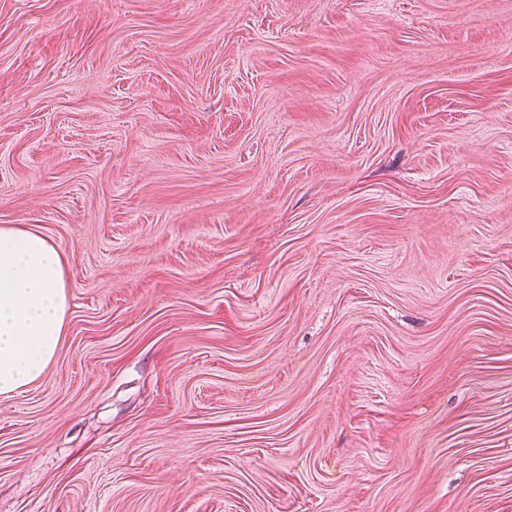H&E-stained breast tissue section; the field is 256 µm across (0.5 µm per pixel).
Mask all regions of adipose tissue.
<instances>
[{"label":"adipose tissue","instance_id":"1","mask_svg":"<svg viewBox=\"0 0 512 512\" xmlns=\"http://www.w3.org/2000/svg\"><path fill=\"white\" fill-rule=\"evenodd\" d=\"M66 259L23 225L0 227V396L25 390L54 360L67 313Z\"/></svg>","mask_w":512,"mask_h":512}]
</instances>
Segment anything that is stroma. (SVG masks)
Masks as SVG:
<instances>
[{
  "instance_id": "35a3bbf8",
  "label": "stroma",
  "mask_w": 512,
  "mask_h": 512,
  "mask_svg": "<svg viewBox=\"0 0 512 512\" xmlns=\"http://www.w3.org/2000/svg\"><path fill=\"white\" fill-rule=\"evenodd\" d=\"M11 224L0 512H512V0H0ZM66 259L23 225L0 227V396L25 390L54 360L67 313Z\"/></svg>"
}]
</instances>
